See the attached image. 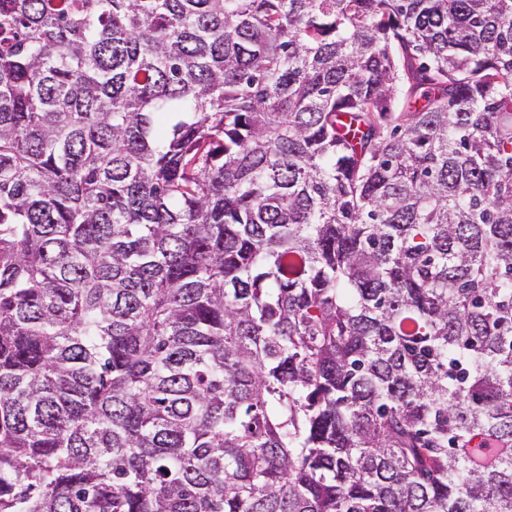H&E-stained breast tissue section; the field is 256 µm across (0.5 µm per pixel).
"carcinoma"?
I'll return each instance as SVG.
<instances>
[{
	"mask_svg": "<svg viewBox=\"0 0 512 512\" xmlns=\"http://www.w3.org/2000/svg\"><path fill=\"white\" fill-rule=\"evenodd\" d=\"M0 512H512V0H0Z\"/></svg>",
	"mask_w": 512,
	"mask_h": 512,
	"instance_id": "carcinoma-1",
	"label": "carcinoma"
}]
</instances>
